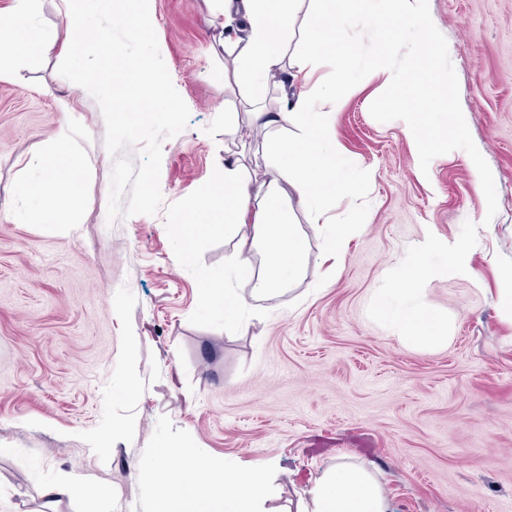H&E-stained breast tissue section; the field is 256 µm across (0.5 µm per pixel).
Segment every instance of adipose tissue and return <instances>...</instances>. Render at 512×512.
Here are the masks:
<instances>
[{"mask_svg":"<svg viewBox=\"0 0 512 512\" xmlns=\"http://www.w3.org/2000/svg\"><path fill=\"white\" fill-rule=\"evenodd\" d=\"M303 0H217L221 16L219 41L224 47L225 67L246 72L247 92L252 100L250 115L254 124L266 128L271 138L266 161L271 168L269 180L251 181L241 159H225L206 191L202 215L188 213L169 233L180 243V259L193 261L195 242L215 230H223L232 244L224 256L225 278L204 282L206 302L224 314L228 324H238L247 297L232 287L231 276L251 282L253 296H265L290 287L301 275L305 248L297 224L287 211L290 202L308 212L330 253L343 256L359 230L355 224L326 222L324 206L328 198L352 193L356 181L348 161L336 150L329 137L326 116L337 111L350 89V81L334 88L313 85L311 76L322 55H339L351 64L355 53L346 24L356 13L370 25L388 17L395 25L414 23L422 45L433 43L434 29L426 10L427 0H310L311 35L304 50L285 57L284 42ZM37 0H13L12 18L0 22V62H19L49 53L56 44L53 35L34 27L30 19ZM290 72L301 90L292 106L277 112L265 109L262 100L281 72ZM298 125L300 134L286 135L290 125ZM69 137L60 127L54 147L39 157V176L20 183L21 195L45 205L46 216L63 218L74 200L78 185L72 155L63 149ZM268 257L255 267L257 251ZM436 250L448 251L456 270L469 271L465 251L449 248L447 242L424 232L410 250V261L403 274V286L396 296L379 294L377 303L389 316L398 335L417 343L433 340L430 332H421L423 307L415 298L416 285L430 274L426 257ZM179 464L170 469L151 463L142 472L144 478L161 492L162 512H249L268 498V471L257 468L240 472L218 465L198 449L180 447ZM311 512H388L387 500L375 478L365 469L349 464L337 465L326 472L310 490Z\"/></svg>","mask_w":512,"mask_h":512,"instance_id":"1","label":"adipose tissue"}]
</instances>
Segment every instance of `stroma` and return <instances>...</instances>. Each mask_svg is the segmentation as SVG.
I'll return each instance as SVG.
<instances>
[{
    "instance_id": "stroma-1",
    "label": "stroma",
    "mask_w": 512,
    "mask_h": 512,
    "mask_svg": "<svg viewBox=\"0 0 512 512\" xmlns=\"http://www.w3.org/2000/svg\"><path fill=\"white\" fill-rule=\"evenodd\" d=\"M161 56L189 111L163 143L162 209L108 224L112 159L96 100L66 82L57 56L0 75V512H159L140 475L161 446H191L232 468L267 466L264 512H296L337 463L366 467L389 512H512V318L499 290L512 280V0H429L448 43L460 103L496 185L487 217L481 181L462 150L421 171L401 120L370 114L387 70L365 77L328 122L356 171L350 197L326 215L360 230L343 258L327 253L303 212L301 278L247 297L240 326L203 301L223 274V235L201 238L178 263L168 227L198 204L224 161V106L243 120L240 80L224 71L208 0H149ZM73 114L63 112V105ZM79 164L68 223H18L34 207L21 181L62 124ZM464 247L473 276L448 254L426 259L419 285L444 339L396 335L373 295L399 285L424 232ZM134 377L138 393L121 380ZM79 475L83 498L43 492Z\"/></svg>"
}]
</instances>
